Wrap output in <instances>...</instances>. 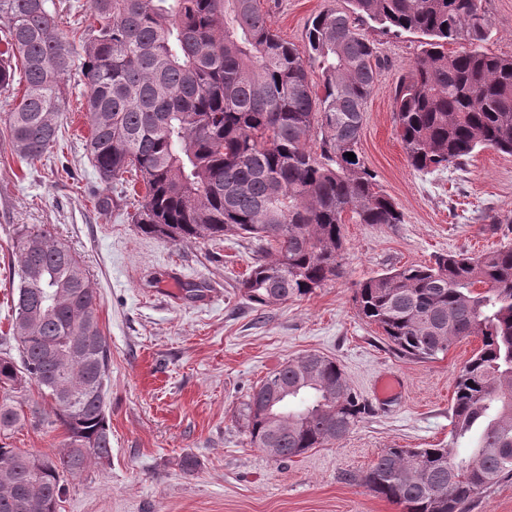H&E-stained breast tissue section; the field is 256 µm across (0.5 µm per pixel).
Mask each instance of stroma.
Returning a JSON list of instances; mask_svg holds the SVG:
<instances>
[{"instance_id": "obj_1", "label": "stroma", "mask_w": 512, "mask_h": 512, "mask_svg": "<svg viewBox=\"0 0 512 512\" xmlns=\"http://www.w3.org/2000/svg\"><path fill=\"white\" fill-rule=\"evenodd\" d=\"M277 34L304 47L320 11L347 0H260ZM492 27L488 52L512 56V0H483ZM366 34L382 64L365 105L359 151L403 214L399 224L343 227V275L304 297L264 310L241 282L254 243L216 238L173 244L139 232L140 197L100 181L85 150L88 125L78 73L66 80L68 109L56 148L20 166L0 140V354L15 350L12 278L17 232L37 226L71 246L100 295L99 322L111 351L105 404L112 456L70 478L60 512H400L353 482L386 448L447 443L455 376L480 340L469 337L430 361L395 353L361 320L356 282L429 263L440 253H478L512 243V156L478 150L466 167L418 172L394 122V87L420 51L419 38ZM308 352L336 359L370 403L344 439L280 460L250 446L239 410L269 372ZM397 398L376 402L383 373ZM11 447L57 453L62 429L11 431ZM197 466L184 473L181 461Z\"/></svg>"}]
</instances>
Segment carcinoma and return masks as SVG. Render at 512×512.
I'll return each mask as SVG.
<instances>
[{"label": "carcinoma", "instance_id": "cac0c4a2", "mask_svg": "<svg viewBox=\"0 0 512 512\" xmlns=\"http://www.w3.org/2000/svg\"><path fill=\"white\" fill-rule=\"evenodd\" d=\"M318 13L306 51L283 41L258 0H90L97 25L78 41L59 29L53 0H0V93L23 95L5 119L13 155L33 165L59 139L64 77L80 70L87 154L100 180L130 173L145 195L137 229L164 241L220 237L259 242L241 287L264 310L342 274L344 215L400 224L403 215L359 154L366 102L380 67L357 22L424 37L394 90L395 123L417 171L464 165L477 149L512 154V56L488 52L482 0H348ZM463 43L450 54L447 46ZM319 71L315 85L311 72ZM355 158L350 160L347 153ZM13 335L19 358L0 357V436L29 422L59 424L66 449L31 458L0 443V512H57L66 478L110 459L104 397L109 345L102 330L83 358L67 354L99 298L76 253L42 230L21 229ZM358 315L399 354L431 360L476 336L459 370L448 444L387 448L355 481L401 512H467L512 479V243L479 254L442 253L355 284ZM59 354L48 360L46 344ZM31 382L51 400L15 408ZM65 384L75 403L59 400ZM287 410L272 422L264 407ZM366 403L336 361L307 353L270 373L240 415L250 444L276 459L343 439Z\"/></svg>", "mask_w": 512, "mask_h": 512}]
</instances>
